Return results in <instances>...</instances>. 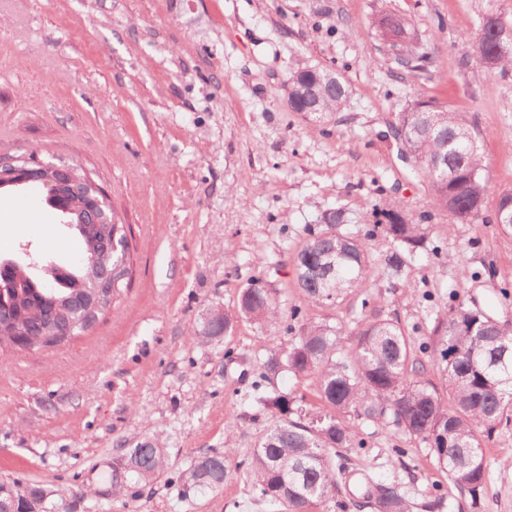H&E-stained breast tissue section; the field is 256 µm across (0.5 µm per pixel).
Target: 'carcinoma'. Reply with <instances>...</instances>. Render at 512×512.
Instances as JSON below:
<instances>
[{
  "mask_svg": "<svg viewBox=\"0 0 512 512\" xmlns=\"http://www.w3.org/2000/svg\"><path fill=\"white\" fill-rule=\"evenodd\" d=\"M476 55L493 57L497 69H512V28L499 23L480 28L473 38ZM326 79L317 88L321 111L311 115L328 124L335 121L347 100L348 89L335 73L325 69ZM394 136L401 153L428 183L434 207L448 211L455 222L471 223L479 217L472 202L485 198L491 182L485 174L474 126L462 112H403ZM52 177L59 193L75 208L82 191H74L68 179ZM101 224H87L79 232L87 263L57 265L42 277L22 275L15 268H0V287L6 288L0 325L24 323L32 339L50 330L76 325L74 333L89 329L98 319L90 306L89 289L82 281L93 276L105 288L113 283L117 265L125 267L129 242L122 231L113 234L108 207ZM345 216L337 209L323 224L308 229L309 239L297 258V281L311 303L336 302L365 286L378 268L369 257L367 241L377 234L391 240L385 259L391 274L399 275L413 259L424 239V225L400 210L385 208L363 237L345 228ZM249 318L271 330L283 313L277 299L256 278L241 292L234 311L213 317L201 337L214 339L230 332L234 322ZM356 346L348 357L337 355L347 324L300 326L284 360L267 362L269 371L287 369L313 377L327 409L309 422L303 410L283 396L262 394L265 373L252 384L254 400L276 409L272 423L263 429L252 448L247 473L258 498L275 512H308L314 505H328L346 512L349 507H369L372 512H410L405 485L376 478L370 471L356 473L355 490L342 499L336 465L338 449L353 447L356 432L345 416L392 427L429 448L448 482L469 496L476 507L484 494L489 467L486 442L497 431L512 428V326L489 314L460 303L433 320L437 337L429 358L445 377V394L424 379V363L414 357L413 339L392 319L355 321ZM232 449L201 457L188 472V481L199 489L217 488L229 475ZM164 464L163 449L146 441L132 450L124 469L139 480H149Z\"/></svg>",
  "mask_w": 512,
  "mask_h": 512,
  "instance_id": "1",
  "label": "carcinoma"
}]
</instances>
